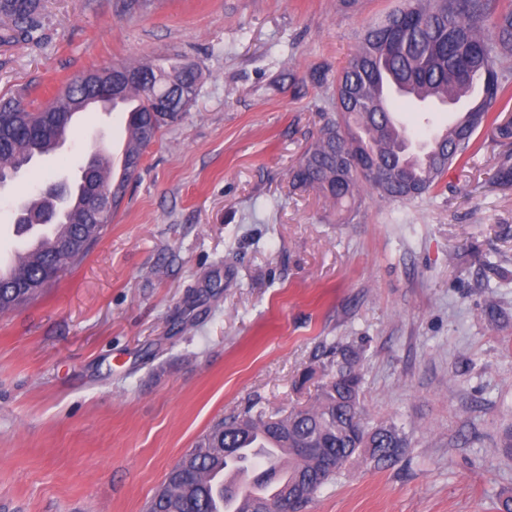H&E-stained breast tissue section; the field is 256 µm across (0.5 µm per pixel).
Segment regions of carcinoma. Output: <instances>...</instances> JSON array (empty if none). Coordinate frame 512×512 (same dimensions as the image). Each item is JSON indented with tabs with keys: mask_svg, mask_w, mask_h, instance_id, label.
I'll return each mask as SVG.
<instances>
[{
	"mask_svg": "<svg viewBox=\"0 0 512 512\" xmlns=\"http://www.w3.org/2000/svg\"><path fill=\"white\" fill-rule=\"evenodd\" d=\"M0 20L8 21L0 40L30 41L44 25L41 0H0ZM512 8L500 0H403L401 7L375 21L361 46L336 75L337 118L323 123L296 166L292 185L311 189L332 206L354 210L365 188L380 197L413 200L433 190L456 165L476 151V133L487 127L498 141L512 144V122L504 120L512 103ZM134 75L112 100L97 94L109 79L104 70L86 72L58 89L44 106L22 98L0 97V175L10 179L34 157L53 153L71 129L77 108L95 103L116 106L132 98L128 112L127 156L117 179L102 167L101 153L82 167L78 203L67 214L65 231L50 245L33 252L11 275L0 272V315L35 299L65 270L81 263L112 223V211L124 200L137 177L146 149L168 123L157 118L156 100L175 102L171 122L179 120L191 101L184 89L199 87L191 64L165 70L150 58L123 66ZM386 83L398 96L424 103H457L480 86L481 99L459 114L444 136L434 135L407 147L404 129L389 119L392 101L380 100ZM493 182L512 185V151L499 156ZM109 190L113 198L91 207L92 188ZM359 353L349 346L336 350V372L319 384L311 402L287 413L250 409L218 419L196 445L182 455L151 498L147 512H303L317 492L356 456L375 464L398 456L406 439L392 424L369 428L360 403L362 374ZM287 483L272 499L254 496L263 484Z\"/></svg>",
	"mask_w": 512,
	"mask_h": 512,
	"instance_id": "1",
	"label": "carcinoma"
}]
</instances>
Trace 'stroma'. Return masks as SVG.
<instances>
[{
  "mask_svg": "<svg viewBox=\"0 0 512 512\" xmlns=\"http://www.w3.org/2000/svg\"><path fill=\"white\" fill-rule=\"evenodd\" d=\"M38 41H0V97L46 104L85 71L181 53L199 95L144 155L76 268L0 316V512H144L213 421L289 411L361 352L368 425L406 437L356 462L305 512H499L512 497V187L489 130L411 201L367 190L354 220L289 170L333 111L365 26L400 0H42ZM82 114L63 146L0 188V250L22 191L74 176L124 134ZM507 320L485 315L500 273Z\"/></svg>",
  "mask_w": 512,
  "mask_h": 512,
  "instance_id": "obj_1",
  "label": "stroma"
}]
</instances>
